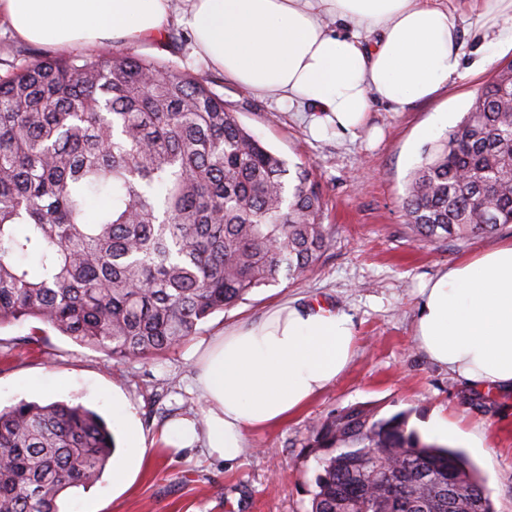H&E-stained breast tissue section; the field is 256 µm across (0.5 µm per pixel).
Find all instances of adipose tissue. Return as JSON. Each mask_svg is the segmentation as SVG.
Returning <instances> with one entry per match:
<instances>
[{"label": "adipose tissue", "instance_id": "obj_1", "mask_svg": "<svg viewBox=\"0 0 512 512\" xmlns=\"http://www.w3.org/2000/svg\"><path fill=\"white\" fill-rule=\"evenodd\" d=\"M196 52L245 90L312 113L311 133H356L374 102L430 99L461 74L460 19L439 0H188ZM171 0H0L25 41L57 47L133 42L169 24ZM355 324L326 305L288 303L232 327L200 361L207 405L164 443H204L237 460L253 431L305 407L348 366ZM415 340L428 359L478 387L512 392V242L444 269L420 290Z\"/></svg>", "mask_w": 512, "mask_h": 512}]
</instances>
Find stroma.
<instances>
[{"label": "stroma", "mask_w": 512, "mask_h": 512, "mask_svg": "<svg viewBox=\"0 0 512 512\" xmlns=\"http://www.w3.org/2000/svg\"><path fill=\"white\" fill-rule=\"evenodd\" d=\"M167 38L123 44L132 56H151L181 71L209 72L225 107L269 149L306 166L324 199L323 224L332 246L314 272L294 282L249 293L234 307L211 315L185 343L134 362H115L75 344L43 323L28 319L0 327V344L13 348L0 360V407L25 399L79 403L111 419L125 404L148 452L126 485L113 487L111 470L88 488H73L58 501L60 512H306L317 462L304 447L310 425L334 412L365 405L388 417L409 415L424 431L447 421L481 469L495 512H512V394L478 397L473 387L428 360L414 340L419 287L443 268L512 240V224L467 242L427 243L405 222L407 186L427 151L462 120L478 90L512 62V51H493L480 72H463L429 101L405 109L373 103L366 128L356 135L328 130L312 137L308 116L255 96L195 54L182 21L184 0H173ZM73 47L19 41L0 24V78L46 56L74 57ZM448 122L431 130L435 115ZM318 300L353 317L354 357L346 371L285 423L250 433L236 462L207 450L167 448L160 430L169 419L204 418L194 390L199 351L233 325L258 318L275 304Z\"/></svg>", "instance_id": "35a3bbf8"}]
</instances>
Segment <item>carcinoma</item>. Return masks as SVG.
I'll use <instances>...</instances> for the list:
<instances>
[{
  "instance_id": "cac0c4a2",
  "label": "carcinoma",
  "mask_w": 512,
  "mask_h": 512,
  "mask_svg": "<svg viewBox=\"0 0 512 512\" xmlns=\"http://www.w3.org/2000/svg\"><path fill=\"white\" fill-rule=\"evenodd\" d=\"M512 68L416 170L403 209L422 240L512 224ZM99 200L92 206L93 200ZM309 172L245 129L207 74L107 49L0 79V326L29 318L116 361L198 334L331 245ZM308 512H495L465 453L401 412L316 423ZM112 427L80 404L0 408V512H59L102 476Z\"/></svg>"
}]
</instances>
